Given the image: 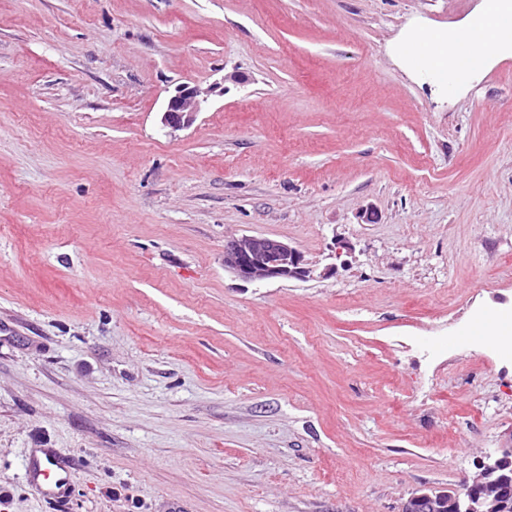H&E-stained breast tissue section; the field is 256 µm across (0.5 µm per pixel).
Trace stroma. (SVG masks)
Instances as JSON below:
<instances>
[{
    "label": "stroma",
    "instance_id": "obj_1",
    "mask_svg": "<svg viewBox=\"0 0 512 512\" xmlns=\"http://www.w3.org/2000/svg\"><path fill=\"white\" fill-rule=\"evenodd\" d=\"M481 2L0 0V512H401L503 443L512 48L400 53ZM201 92L197 87L188 84L177 86L175 93L170 96L163 111L161 122L171 129H181L189 126L201 109ZM224 269L246 282L306 280L313 273L296 247L282 240L255 235L225 243ZM59 470H63L55 457L44 452L43 457L36 458L28 469V479L33 483H49L51 473L56 474Z\"/></svg>",
    "mask_w": 512,
    "mask_h": 512
}]
</instances>
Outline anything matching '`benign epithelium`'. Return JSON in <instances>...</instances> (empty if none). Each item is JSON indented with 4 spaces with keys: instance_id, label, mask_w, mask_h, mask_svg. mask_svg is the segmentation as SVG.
<instances>
[{
    "instance_id": "benign-epithelium-1",
    "label": "benign epithelium",
    "mask_w": 512,
    "mask_h": 512,
    "mask_svg": "<svg viewBox=\"0 0 512 512\" xmlns=\"http://www.w3.org/2000/svg\"><path fill=\"white\" fill-rule=\"evenodd\" d=\"M201 92L187 84L177 86L161 122L171 129L189 126L201 109ZM224 269L246 282L306 280L313 268L303 253L282 240L246 235L224 245ZM512 498V431L505 443L487 453L473 476L459 489L423 488L404 504L402 512H507Z\"/></svg>"
}]
</instances>
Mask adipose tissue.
Instances as JSON below:
<instances>
[{"label": "adipose tissue", "mask_w": 512, "mask_h": 512, "mask_svg": "<svg viewBox=\"0 0 512 512\" xmlns=\"http://www.w3.org/2000/svg\"><path fill=\"white\" fill-rule=\"evenodd\" d=\"M501 2L483 0L480 14L469 27L470 40L424 30L405 42V55L420 70L434 75L447 74L455 65L471 69L494 59L512 32V16L503 12Z\"/></svg>", "instance_id": "1"}]
</instances>
